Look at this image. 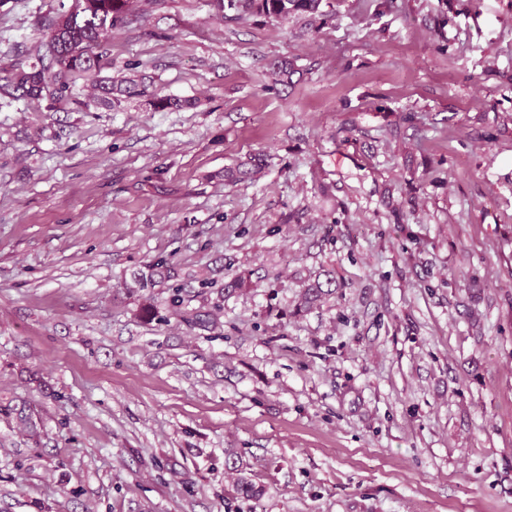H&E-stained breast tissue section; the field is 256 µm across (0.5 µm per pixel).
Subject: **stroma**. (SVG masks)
<instances>
[{
  "mask_svg": "<svg viewBox=\"0 0 512 512\" xmlns=\"http://www.w3.org/2000/svg\"><path fill=\"white\" fill-rule=\"evenodd\" d=\"M379 2L139 0L104 73L185 107L0 97V512H512V0ZM324 0H209L214 15L224 20H242L247 16H263L282 22L289 16L308 15L325 24L332 13L322 10ZM262 166V159L251 157L247 161L239 163L236 167L225 170L224 177L234 182L252 179L260 173ZM170 277L167 265L164 263H155L148 266L147 273L141 272L134 274L133 282L139 285L140 288H145L148 284L155 286L156 284L164 283Z\"/></svg>",
  "mask_w": 512,
  "mask_h": 512,
  "instance_id": "stroma-1",
  "label": "stroma"
}]
</instances>
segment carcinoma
<instances>
[{
    "label": "carcinoma",
    "instance_id": "1",
    "mask_svg": "<svg viewBox=\"0 0 512 512\" xmlns=\"http://www.w3.org/2000/svg\"><path fill=\"white\" fill-rule=\"evenodd\" d=\"M323 0H208L214 15L224 20H242L248 16H263L282 22L295 15H307L324 24L332 13L322 10ZM81 15L68 10L49 19L34 57L15 61L10 68L0 71V96L48 102L47 108L85 106L73 97L72 88L78 78L92 80L98 87L101 105L109 110L121 108L132 96L147 97L148 104L157 112L183 107L187 101L148 91L144 81L127 78L118 82L101 76L108 33L123 24L130 16V0H79ZM263 161L249 158L236 167L224 171L230 181H245L260 173ZM170 278L167 265L155 263L148 271L133 275V282L141 288L165 282ZM329 290L320 284L303 289V309L319 302Z\"/></svg>",
    "mask_w": 512,
    "mask_h": 512
}]
</instances>
